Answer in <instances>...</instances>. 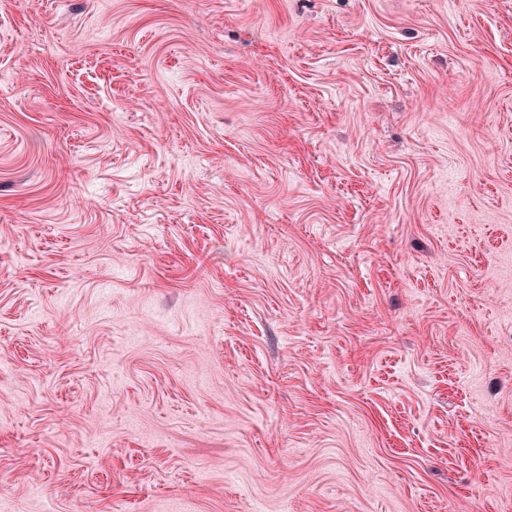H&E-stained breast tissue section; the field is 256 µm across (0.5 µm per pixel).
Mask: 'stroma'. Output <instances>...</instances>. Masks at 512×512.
<instances>
[{
    "label": "stroma",
    "instance_id": "obj_1",
    "mask_svg": "<svg viewBox=\"0 0 512 512\" xmlns=\"http://www.w3.org/2000/svg\"><path fill=\"white\" fill-rule=\"evenodd\" d=\"M0 512H512V0H0Z\"/></svg>",
    "mask_w": 512,
    "mask_h": 512
}]
</instances>
